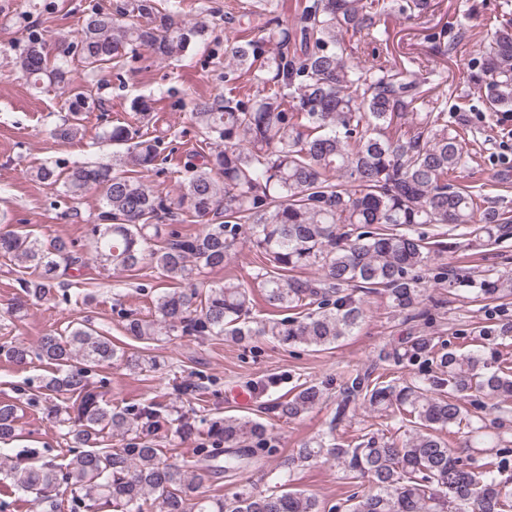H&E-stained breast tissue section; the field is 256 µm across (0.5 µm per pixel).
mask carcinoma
I'll return each instance as SVG.
<instances>
[{
  "instance_id": "1",
  "label": "carcinoma",
  "mask_w": 512,
  "mask_h": 512,
  "mask_svg": "<svg viewBox=\"0 0 512 512\" xmlns=\"http://www.w3.org/2000/svg\"><path fill=\"white\" fill-rule=\"evenodd\" d=\"M257 4L252 14L259 21L224 47L228 64L252 69L256 89L242 94L229 87L221 97L193 103L191 117L213 147L202 162L185 167L178 194L162 196L138 177L168 160L162 137L141 130L149 109L144 100L131 104L138 125L115 124L99 134L122 150L124 164L84 163L65 173L42 165L34 172L74 201L92 187L102 189L98 223L90 227L96 262L128 272L150 262L175 284L156 296L154 318L127 320L124 330L134 339L270 336L326 349L360 326L358 290H383L400 313L422 305L421 271L443 243L430 244L419 225L462 226L473 241L488 245L512 229V212L488 205L482 188L448 179L465 164L448 113L465 108L448 97L447 71L431 69L419 78L412 62L376 55L369 65L349 64L344 35L374 30L384 6L376 0H301L299 20L288 26L274 17L276 0ZM178 8L177 0L162 14L155 0H122L111 12L95 3L77 38L52 58L38 36L29 37L13 65L34 87L46 82L63 92L67 112L55 128L57 139L76 138L83 113L99 103L95 72L141 49L172 60L204 40L206 18L179 23ZM430 8L431 0L399 5L409 17ZM470 79L484 88L490 112H512V21L496 25ZM183 216L201 221L202 229L190 236L172 230L162 238L163 222ZM243 236L259 254L253 280L265 303L297 316L258 321L243 282L198 281L204 270L224 267ZM0 256L21 268L20 288L38 302L82 262L72 243L25 229L0 234ZM306 268L320 276L294 275ZM478 295L511 297L512 276L483 279ZM0 354L19 365L34 356L53 366L45 388L67 401L49 406L69 439L63 463L43 461L34 449L18 458L0 447V474L14 488L37 494L36 512H60L62 486L70 490L72 512H144L149 502L159 512H325L316 497L287 487L286 480L293 468L320 459L370 486L348 497L345 512H512V449L465 407L476 394L511 398L512 367L492 365L479 349L438 353L432 338L410 336L382 351L379 361L416 365L419 377L397 384L347 371L329 432L285 459L277 485L243 488L231 498L200 495L187 465L154 444L165 423L177 436L193 434L188 412L153 401L114 408L89 379L91 368L104 363L142 370L153 368L154 360L118 349L110 337L79 322L64 335L41 336L34 351L10 343L0 346ZM323 397L319 386L303 383L276 409L280 417L296 419ZM360 404L399 416L413 432L336 441V427ZM17 411L15 404L0 402V444L16 436ZM462 424L471 439L491 445L477 467L454 456L448 444L445 432ZM107 429L133 437L110 448L104 444ZM212 431L224 453L200 449L193 463L200 476L237 475L272 452L257 420L226 416L213 422Z\"/></svg>"
}]
</instances>
